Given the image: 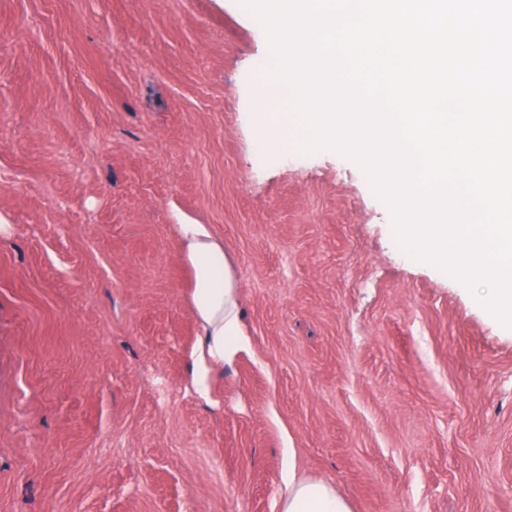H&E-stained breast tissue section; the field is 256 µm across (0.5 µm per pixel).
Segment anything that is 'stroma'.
Segmentation results:
<instances>
[{
	"mask_svg": "<svg viewBox=\"0 0 512 512\" xmlns=\"http://www.w3.org/2000/svg\"><path fill=\"white\" fill-rule=\"evenodd\" d=\"M241 0H0V512H512V327L353 160L252 123ZM204 224L245 347L187 371ZM281 512H353L348 500L323 480L311 479L288 472L286 492Z\"/></svg>",
	"mask_w": 512,
	"mask_h": 512,
	"instance_id": "1",
	"label": "stroma"
}]
</instances>
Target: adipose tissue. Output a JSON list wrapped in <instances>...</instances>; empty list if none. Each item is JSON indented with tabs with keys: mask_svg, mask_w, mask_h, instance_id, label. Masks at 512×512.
Returning a JSON list of instances; mask_svg holds the SVG:
<instances>
[{
	"mask_svg": "<svg viewBox=\"0 0 512 512\" xmlns=\"http://www.w3.org/2000/svg\"><path fill=\"white\" fill-rule=\"evenodd\" d=\"M178 231L195 282L191 301L201 328L191 375L200 395H208L212 374L238 352L244 334L239 290L223 246L206 225L182 224ZM281 512H353L348 500L322 480L289 472Z\"/></svg>",
	"mask_w": 512,
	"mask_h": 512,
	"instance_id": "obj_1",
	"label": "adipose tissue"
}]
</instances>
